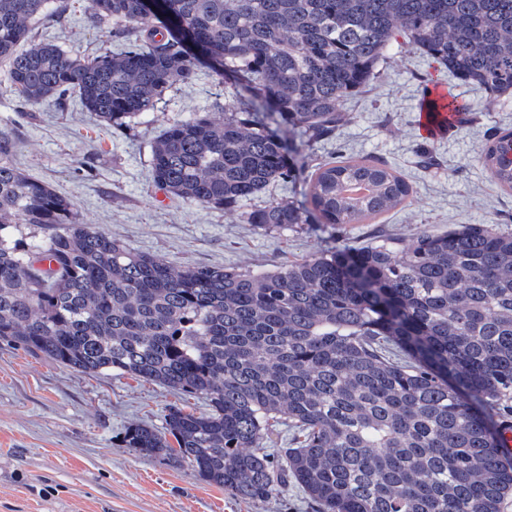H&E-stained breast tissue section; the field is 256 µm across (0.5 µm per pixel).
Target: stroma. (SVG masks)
Wrapping results in <instances>:
<instances>
[{
    "label": "stroma",
    "instance_id": "stroma-1",
    "mask_svg": "<svg viewBox=\"0 0 512 512\" xmlns=\"http://www.w3.org/2000/svg\"><path fill=\"white\" fill-rule=\"evenodd\" d=\"M61 2L36 24L37 36L76 56L136 44V34L118 39L111 21L90 20L84 0ZM440 82L447 83L458 118L435 139L421 132L418 111L427 88ZM230 94L203 66L194 81L165 93L157 110L120 127L96 120L76 97L31 106L0 86V128L14 136L16 166L72 199L83 223L179 269L263 270L333 246L378 241L402 248L416 234H443L461 224L512 233V192L475 161L496 130L512 128V100L461 85L406 39L393 44L370 90L341 103L335 136L302 147L315 164L364 157L404 175L411 197L376 224L263 232L246 223L248 211L300 198L295 181L225 208L185 204L159 190L150 172L154 139L193 112L223 120ZM173 405L205 409L160 386L76 371L0 340V512H313L300 487L243 503L189 471L125 447L128 426H161Z\"/></svg>",
    "mask_w": 512,
    "mask_h": 512
}]
</instances>
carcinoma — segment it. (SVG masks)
I'll return each mask as SVG.
<instances>
[{"instance_id":"1","label":"carcinoma","mask_w":512,"mask_h":512,"mask_svg":"<svg viewBox=\"0 0 512 512\" xmlns=\"http://www.w3.org/2000/svg\"><path fill=\"white\" fill-rule=\"evenodd\" d=\"M139 44L93 58L32 36L54 0H0V63L19 99L77 94L108 124L154 110L204 65L234 87L224 120L194 112L151 147L157 187L225 207L302 179L303 199L246 214L261 230L367 224L403 205L393 167L309 169L295 140L331 136L340 104L404 36L464 84L512 96V0H85ZM0 129V340L81 372L204 401L125 447L241 502L293 484L315 512H503L512 495V234L463 224L321 251L265 271L177 269L79 220L73 201L23 173ZM512 130L475 156L512 190ZM368 193L354 197L349 187ZM38 224L44 238H9ZM52 267H38L43 261ZM289 446L265 451L273 424Z\"/></svg>"}]
</instances>
